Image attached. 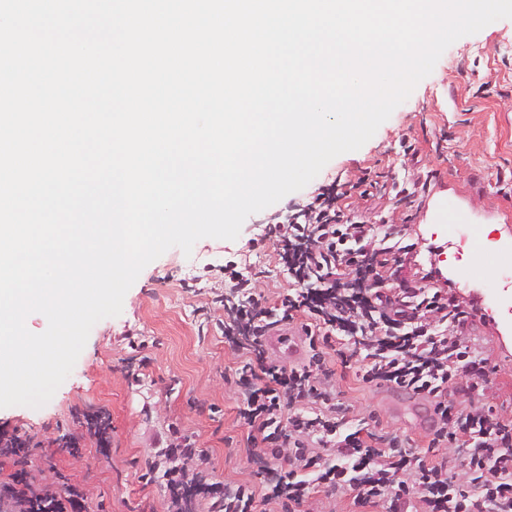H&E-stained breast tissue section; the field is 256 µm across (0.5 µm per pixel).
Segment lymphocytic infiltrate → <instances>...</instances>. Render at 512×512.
I'll return each mask as SVG.
<instances>
[{"mask_svg": "<svg viewBox=\"0 0 512 512\" xmlns=\"http://www.w3.org/2000/svg\"><path fill=\"white\" fill-rule=\"evenodd\" d=\"M343 193L329 185L283 223L269 227L291 289L268 305L259 281L236 265L224 277L236 303L224 308V337L248 355L237 371L234 393L251 441L264 446L261 489L214 481L210 458L194 435L170 426L153 465L163 471L166 512H299L318 491L351 492L355 504L402 512H512V423L492 409L453 411L449 385L485 375L486 363L467 336V313L455 298L410 286L387 294L383 270L395 256L376 225L345 217ZM304 317L312 355L292 369L268 362L262 336ZM353 340L364 363V381L412 392L433 404L431 442L448 453L438 460L403 448L381 446L374 433L341 434V406L323 352L337 337ZM102 454L112 447L109 414L86 416L68 452L86 445ZM88 493L70 485L33 483L20 472L0 485V512H83Z\"/></svg>", "mask_w": 512, "mask_h": 512, "instance_id": "1", "label": "lymphocytic infiltrate"}]
</instances>
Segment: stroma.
Masks as SVG:
<instances>
[{
	"label": "stroma",
	"mask_w": 512,
	"mask_h": 512,
	"mask_svg": "<svg viewBox=\"0 0 512 512\" xmlns=\"http://www.w3.org/2000/svg\"><path fill=\"white\" fill-rule=\"evenodd\" d=\"M511 100L512 19H502L450 45L369 141L332 159L302 190L250 215L236 240L204 238L191 255L172 248L146 266L121 314L93 326L51 400L0 408V429L33 443L32 473L84 486L105 512H164V481L149 467L156 439L172 423L198 436L215 480L261 487L262 450L248 442L233 393L244 358L226 343L217 327L224 311L210 301L223 291L224 266L232 261L259 276L269 304L279 303L288 276L275 247L258 237L335 180L352 186L340 202L345 212L393 227L402 251L387 287L439 290L466 307V332L489 375L473 388L450 387L449 403L460 411L489 407L512 420V277L494 271L466 281L447 246V225L435 221L448 200L478 203L484 210L476 228L512 246V223L487 218L512 209V112L503 108ZM398 182L409 190L402 202L393 191ZM329 360L348 429L393 433L430 458L442 456L430 445L431 401L364 382L361 364L348 356L334 352ZM101 409L112 417L109 456L87 446L73 458L63 436L79 433L85 415Z\"/></svg>",
	"instance_id": "stroma-1"
}]
</instances>
